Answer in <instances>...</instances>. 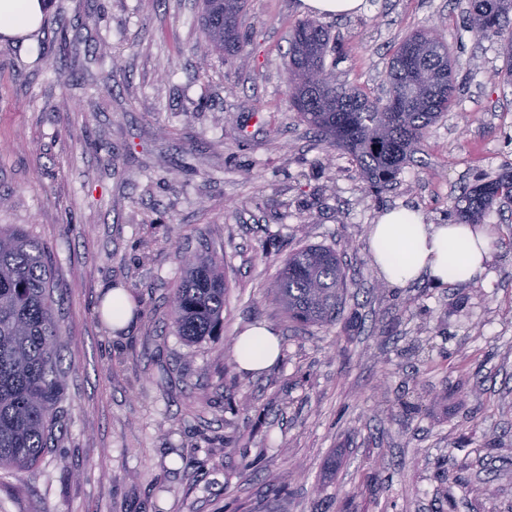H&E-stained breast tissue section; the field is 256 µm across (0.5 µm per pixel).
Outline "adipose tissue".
Here are the masks:
<instances>
[{"label": "adipose tissue", "instance_id": "ef3b65f1", "mask_svg": "<svg viewBox=\"0 0 512 512\" xmlns=\"http://www.w3.org/2000/svg\"><path fill=\"white\" fill-rule=\"evenodd\" d=\"M42 17V0H0V35L34 32ZM494 239L491 227L428 224L406 207L385 212L368 230L372 261L382 278L394 287L406 286L423 276L439 286L479 281L487 271ZM279 354V338L265 324L246 328L234 346L237 365L248 373L271 368Z\"/></svg>", "mask_w": 512, "mask_h": 512}]
</instances>
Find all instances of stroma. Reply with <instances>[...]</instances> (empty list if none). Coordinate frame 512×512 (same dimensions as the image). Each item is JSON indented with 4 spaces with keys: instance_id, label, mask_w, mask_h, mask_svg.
<instances>
[{
    "instance_id": "1",
    "label": "stroma",
    "mask_w": 512,
    "mask_h": 512,
    "mask_svg": "<svg viewBox=\"0 0 512 512\" xmlns=\"http://www.w3.org/2000/svg\"><path fill=\"white\" fill-rule=\"evenodd\" d=\"M366 3L322 20L336 82L384 97L393 50L428 27L463 83L379 193L290 107L300 0H247L232 60L199 0H48L35 33L0 36V226L50 254L64 383L39 466L0 471V512H512V207L485 217L478 283L392 287L367 238L392 208L451 223L463 188L512 169V84L468 0ZM308 245L351 279L331 326L267 295ZM197 255L224 262V331L190 344L169 302ZM116 287L138 303L119 330L98 315ZM260 322L281 358L246 375L233 344Z\"/></svg>"
}]
</instances>
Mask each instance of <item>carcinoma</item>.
<instances>
[{
  "instance_id": "1",
  "label": "carcinoma",
  "mask_w": 512,
  "mask_h": 512,
  "mask_svg": "<svg viewBox=\"0 0 512 512\" xmlns=\"http://www.w3.org/2000/svg\"><path fill=\"white\" fill-rule=\"evenodd\" d=\"M202 26L208 47L230 56L242 49L239 19L246 0H202ZM468 30L478 38L495 36L505 68L496 76L512 79V0H469ZM335 51L328 30L312 19L298 21L288 52L289 95L302 121L328 147L350 155L376 191L392 185L413 160L430 126L457 99L455 61L445 42L420 28L395 48L386 83L402 94L409 82L417 95L407 103L372 100L353 86L328 82L319 88L307 67L324 71ZM512 188V171L473 185L453 200L456 221L480 224L487 211ZM55 281L44 246L20 225L0 228V469L23 472L39 464L59 427L64 385L55 346ZM349 288L336 250L306 246L283 260L268 294L288 319L309 325L336 322ZM224 271L212 258L186 262L174 289L171 325L189 343L216 336L224 327Z\"/></svg>"
}]
</instances>
